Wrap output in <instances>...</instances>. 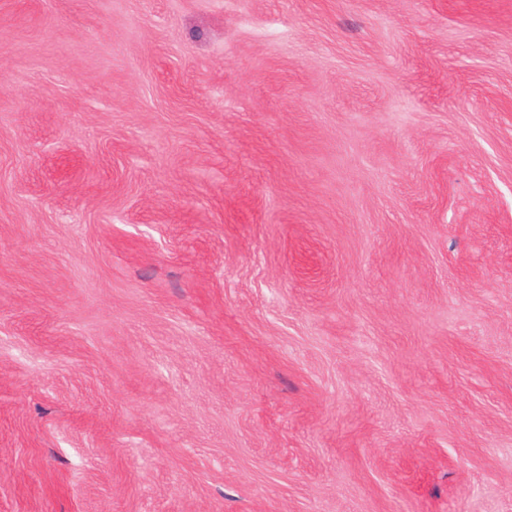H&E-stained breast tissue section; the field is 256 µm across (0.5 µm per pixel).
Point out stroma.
<instances>
[{
    "label": "stroma",
    "instance_id": "stroma-1",
    "mask_svg": "<svg viewBox=\"0 0 512 512\" xmlns=\"http://www.w3.org/2000/svg\"><path fill=\"white\" fill-rule=\"evenodd\" d=\"M0 512H512V0H0Z\"/></svg>",
    "mask_w": 512,
    "mask_h": 512
}]
</instances>
